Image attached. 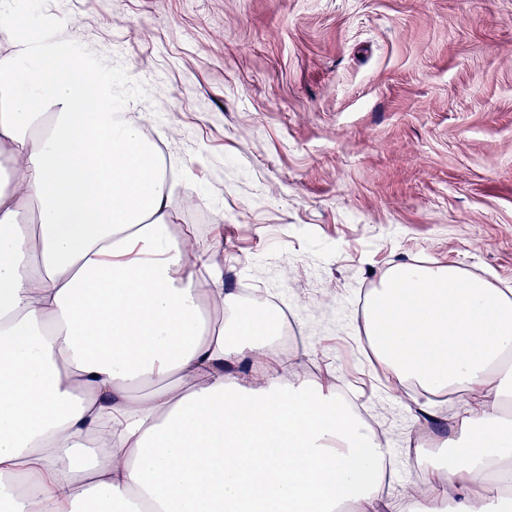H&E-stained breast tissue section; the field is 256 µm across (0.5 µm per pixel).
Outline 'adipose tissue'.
<instances>
[{"mask_svg":"<svg viewBox=\"0 0 512 512\" xmlns=\"http://www.w3.org/2000/svg\"><path fill=\"white\" fill-rule=\"evenodd\" d=\"M147 121L77 38L0 51V512H380L390 448L339 389L282 382L273 318L170 236ZM365 334L425 420L482 402L393 512H512V290L403 262Z\"/></svg>","mask_w":512,"mask_h":512,"instance_id":"1","label":"adipose tissue"}]
</instances>
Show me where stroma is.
Listing matches in <instances>:
<instances>
[{"label":"stroma","mask_w":512,"mask_h":512,"mask_svg":"<svg viewBox=\"0 0 512 512\" xmlns=\"http://www.w3.org/2000/svg\"><path fill=\"white\" fill-rule=\"evenodd\" d=\"M171 173L176 237L287 311L283 380L340 384L416 481L366 299L402 262L512 289V0H46Z\"/></svg>","instance_id":"obj_1"}]
</instances>
